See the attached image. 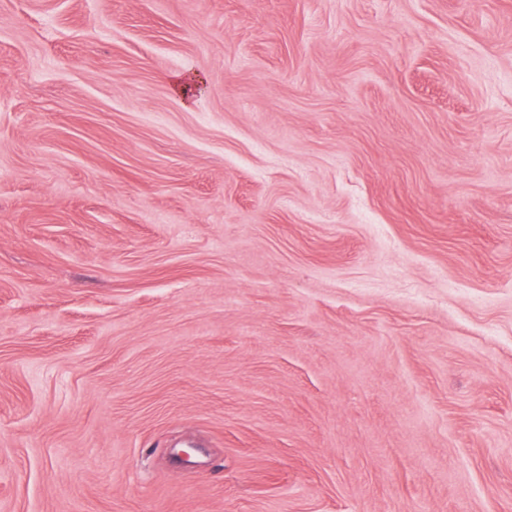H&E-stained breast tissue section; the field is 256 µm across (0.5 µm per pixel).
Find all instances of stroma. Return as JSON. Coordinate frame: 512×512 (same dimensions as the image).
<instances>
[{
	"label": "stroma",
	"instance_id": "obj_1",
	"mask_svg": "<svg viewBox=\"0 0 512 512\" xmlns=\"http://www.w3.org/2000/svg\"><path fill=\"white\" fill-rule=\"evenodd\" d=\"M0 512H512V0H0Z\"/></svg>",
	"mask_w": 512,
	"mask_h": 512
}]
</instances>
